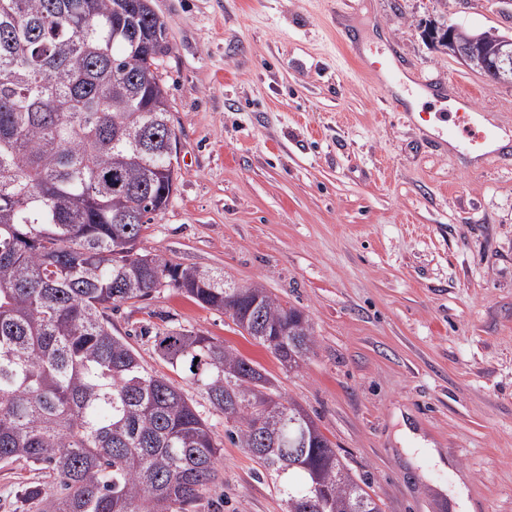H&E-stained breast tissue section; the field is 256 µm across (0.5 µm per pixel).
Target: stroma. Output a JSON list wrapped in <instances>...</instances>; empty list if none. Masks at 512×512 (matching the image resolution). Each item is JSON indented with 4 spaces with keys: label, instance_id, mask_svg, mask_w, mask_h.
I'll list each match as a JSON object with an SVG mask.
<instances>
[{
    "label": "stroma",
    "instance_id": "stroma-1",
    "mask_svg": "<svg viewBox=\"0 0 512 512\" xmlns=\"http://www.w3.org/2000/svg\"><path fill=\"white\" fill-rule=\"evenodd\" d=\"M169 24L159 74L180 136L176 190L144 250L301 309L313 345L284 368L223 313L175 289L122 306L116 335L181 326L260 363L301 404L383 512H512V143L430 141L390 110L358 46L393 43L406 83L468 96L512 133V86L433 47L426 24L512 35L501 0H153ZM349 28L352 47L336 30ZM410 427L453 471L409 459ZM197 512H285L270 476L225 444Z\"/></svg>",
    "mask_w": 512,
    "mask_h": 512
}]
</instances>
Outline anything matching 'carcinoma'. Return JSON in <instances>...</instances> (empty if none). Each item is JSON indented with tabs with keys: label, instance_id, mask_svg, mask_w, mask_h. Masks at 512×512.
Segmentation results:
<instances>
[{
	"label": "carcinoma",
	"instance_id": "cac0c4a2",
	"mask_svg": "<svg viewBox=\"0 0 512 512\" xmlns=\"http://www.w3.org/2000/svg\"><path fill=\"white\" fill-rule=\"evenodd\" d=\"M152 0H0V468L49 480L18 492L22 512H196L222 443L169 378L145 366L112 313L163 288L222 312L236 289L138 243L177 178L179 136L155 72L170 51ZM238 332L272 351L281 332L305 361L301 310L260 284ZM188 371L225 436L273 477L287 512H381L297 402L268 372L200 330L152 336ZM308 435L292 457L266 442Z\"/></svg>",
	"mask_w": 512,
	"mask_h": 512
}]
</instances>
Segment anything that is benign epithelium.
Listing matches in <instances>:
<instances>
[{
  "instance_id": "1",
  "label": "benign epithelium",
  "mask_w": 512,
  "mask_h": 512,
  "mask_svg": "<svg viewBox=\"0 0 512 512\" xmlns=\"http://www.w3.org/2000/svg\"><path fill=\"white\" fill-rule=\"evenodd\" d=\"M483 39L459 26L448 28V53L466 66L481 73L493 74L499 84L512 85V37L498 38L491 47L477 51L475 45Z\"/></svg>"
}]
</instances>
